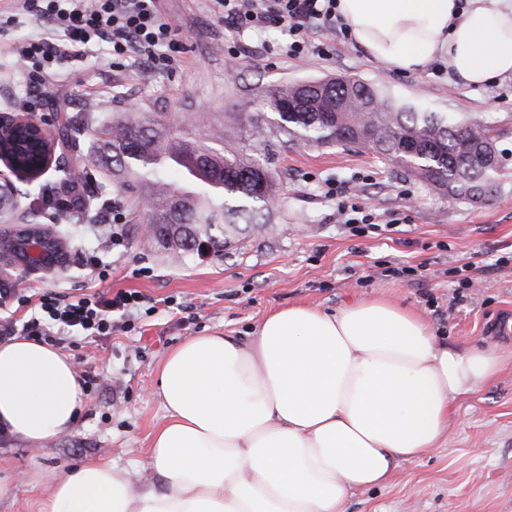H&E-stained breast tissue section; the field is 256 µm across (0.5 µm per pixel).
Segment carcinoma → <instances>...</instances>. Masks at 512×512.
<instances>
[{
    "instance_id": "obj_1",
    "label": "carcinoma",
    "mask_w": 512,
    "mask_h": 512,
    "mask_svg": "<svg viewBox=\"0 0 512 512\" xmlns=\"http://www.w3.org/2000/svg\"><path fill=\"white\" fill-rule=\"evenodd\" d=\"M263 105L264 112L237 113L216 144L198 126L167 127L129 113L103 126L102 144L87 156L93 164L114 159L151 198L150 242L179 259L204 245L222 252L261 231L281 192L271 168L277 145H357V133L368 128L375 154L444 195L466 198L479 185L494 187L498 176V155L484 147L479 124L400 102L355 78L280 84ZM105 120L101 112L58 116L59 141L75 148L76 134Z\"/></svg>"
}]
</instances>
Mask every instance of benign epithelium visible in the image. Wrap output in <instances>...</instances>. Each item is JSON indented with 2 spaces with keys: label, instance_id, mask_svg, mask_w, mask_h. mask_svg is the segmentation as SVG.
<instances>
[{
  "label": "benign epithelium",
  "instance_id": "benign-epithelium-1",
  "mask_svg": "<svg viewBox=\"0 0 512 512\" xmlns=\"http://www.w3.org/2000/svg\"><path fill=\"white\" fill-rule=\"evenodd\" d=\"M52 131L46 121L28 112L0 115V208L10 210L9 224L0 228V240L13 243L11 254L0 253V288L10 287V270L19 267L29 275H52L61 271L68 254L55 246L52 229L32 234L23 231L25 216L18 213L16 182L32 183L55 163V146L47 144Z\"/></svg>",
  "mask_w": 512,
  "mask_h": 512
}]
</instances>
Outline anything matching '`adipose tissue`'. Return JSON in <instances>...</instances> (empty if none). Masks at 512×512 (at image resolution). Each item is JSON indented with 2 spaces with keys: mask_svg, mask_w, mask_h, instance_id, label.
<instances>
[{
  "mask_svg": "<svg viewBox=\"0 0 512 512\" xmlns=\"http://www.w3.org/2000/svg\"><path fill=\"white\" fill-rule=\"evenodd\" d=\"M372 60L420 72L446 59L463 83L512 74V0H336ZM499 354L438 342L385 297L333 311L293 304L246 336L210 333L158 367L166 412L141 468L89 461L28 475L39 512H344L402 462L440 447L454 401L501 369ZM83 389L70 357L0 341V428L31 447L71 432Z\"/></svg>",
  "mask_w": 512,
  "mask_h": 512,
  "instance_id": "ef3b65f1",
  "label": "adipose tissue"
}]
</instances>
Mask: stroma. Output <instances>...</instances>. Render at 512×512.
<instances>
[{
	"instance_id": "1",
	"label": "stroma",
	"mask_w": 512,
	"mask_h": 512,
	"mask_svg": "<svg viewBox=\"0 0 512 512\" xmlns=\"http://www.w3.org/2000/svg\"><path fill=\"white\" fill-rule=\"evenodd\" d=\"M163 9L184 46L172 70L148 72L133 60L113 71L107 44L38 70L18 61L14 49L41 36L42 23L14 0H0V113L23 111V99L32 96L38 117L94 109L150 112L161 122L174 114L227 118L256 109L275 84L354 77L395 99L479 121L499 153L497 189L478 202L456 199L366 149L291 144L275 159L283 192L265 231L224 252L175 261L144 240L143 201L123 188L121 172L86 168L98 202L118 198L127 206L129 237L117 249L65 216L49 220L43 198L63 192L59 173L48 172L24 188L19 205L34 223L52 221L74 251L61 273L14 272L13 288L36 298L49 291L136 290L156 309L137 312L131 331L76 335L63 344L78 374L90 380L84 412L71 433L40 448L0 433V512H39L46 490L30 487L27 472L59 474L91 459L144 463L165 416L155 393L157 369L185 339L208 332L242 337L280 307L333 311L379 295L414 309L451 345L494 348L503 365L478 392L456 401L440 448L403 462L385 485L354 493L345 512H512V335L499 332L500 324L512 323V74L470 86L443 60L420 73H399L328 31L312 36L331 45L328 57L289 58L281 53L288 35L276 27L244 33L242 43L261 52L232 63L213 0H164ZM332 188L371 214L374 229L358 232L337 222L336 201L327 195ZM93 252L109 263L107 279L82 270V254ZM406 265L420 267L419 281L389 276V269Z\"/></svg>"
}]
</instances>
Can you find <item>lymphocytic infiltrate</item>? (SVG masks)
Masks as SVG:
<instances>
[{
	"instance_id": "lymphocytic-infiltrate-1",
	"label": "lymphocytic infiltrate",
	"mask_w": 512,
	"mask_h": 512,
	"mask_svg": "<svg viewBox=\"0 0 512 512\" xmlns=\"http://www.w3.org/2000/svg\"><path fill=\"white\" fill-rule=\"evenodd\" d=\"M221 9L224 29L236 38L235 55L249 53L239 37L249 29L269 26L286 29L290 42L287 55L302 57L308 53L326 54L314 45L315 30H335L340 17L336 0H215ZM20 7L47 19L52 28L63 29L61 42L43 37L25 42L17 50L22 62L35 59L60 61L70 57L73 46L92 51L107 43L120 59L137 57L144 68H169L176 62L183 46L178 29L162 12L161 0H20ZM145 301L138 291H120L70 296L49 292L39 299L38 316L26 321L22 335L44 343L64 344L68 336H108L131 327V315Z\"/></svg>"
}]
</instances>
